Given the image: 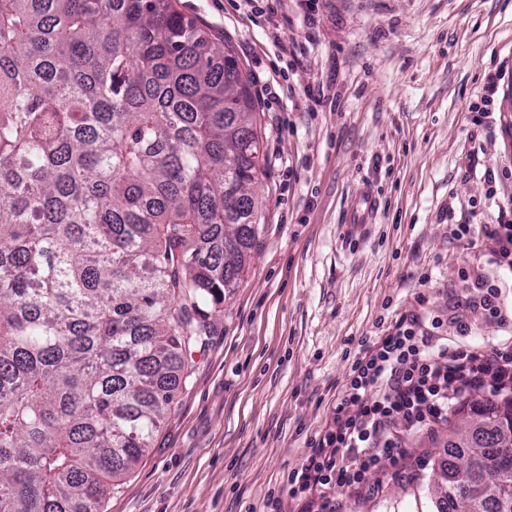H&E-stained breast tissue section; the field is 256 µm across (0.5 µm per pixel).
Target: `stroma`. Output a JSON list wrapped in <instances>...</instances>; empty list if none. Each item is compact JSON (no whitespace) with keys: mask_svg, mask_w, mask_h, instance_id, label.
Returning <instances> with one entry per match:
<instances>
[{"mask_svg":"<svg viewBox=\"0 0 512 512\" xmlns=\"http://www.w3.org/2000/svg\"><path fill=\"white\" fill-rule=\"evenodd\" d=\"M175 5L228 41L251 80L259 232L168 417L102 512H266L362 341L416 309L460 342L512 336V269L491 264L484 230L512 206V0ZM363 186L378 211L351 227ZM478 275L499 280L502 322L472 308ZM447 445V426L417 434L410 457L368 474L379 493L343 494L346 512H434Z\"/></svg>","mask_w":512,"mask_h":512,"instance_id":"1","label":"stroma"}]
</instances>
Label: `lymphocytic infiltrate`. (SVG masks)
<instances>
[{
    "label": "lymphocytic infiltrate",
    "instance_id": "lymphocytic-infiltrate-1",
    "mask_svg": "<svg viewBox=\"0 0 512 512\" xmlns=\"http://www.w3.org/2000/svg\"><path fill=\"white\" fill-rule=\"evenodd\" d=\"M441 320L403 315L362 342L311 453L287 476V497L268 512H344L337 492H379L369 472L404 458L409 440L433 431L473 392L512 396V343L484 348L441 341Z\"/></svg>",
    "mask_w": 512,
    "mask_h": 512
}]
</instances>
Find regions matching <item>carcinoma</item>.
<instances>
[{"label":"carcinoma","mask_w":512,"mask_h":512,"mask_svg":"<svg viewBox=\"0 0 512 512\" xmlns=\"http://www.w3.org/2000/svg\"><path fill=\"white\" fill-rule=\"evenodd\" d=\"M263 175L235 52L173 0H0V512H100L240 278ZM457 413L436 512H503L512 400Z\"/></svg>","instance_id":"carcinoma-1"}]
</instances>
